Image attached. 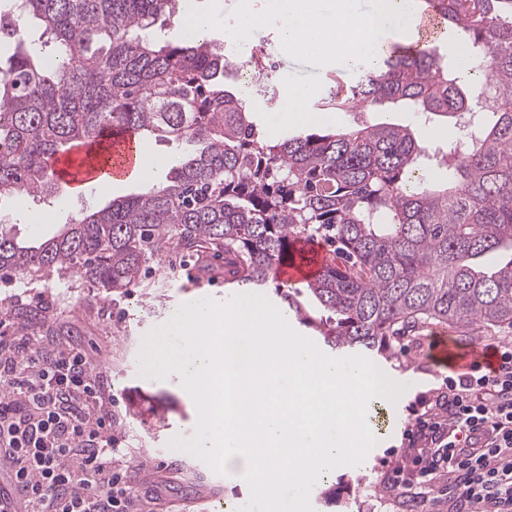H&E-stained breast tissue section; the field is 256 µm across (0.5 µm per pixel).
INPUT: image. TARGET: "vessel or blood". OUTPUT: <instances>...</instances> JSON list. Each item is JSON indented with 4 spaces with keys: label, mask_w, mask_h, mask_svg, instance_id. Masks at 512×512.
Segmentation results:
<instances>
[{
    "label": "vessel or blood",
    "mask_w": 512,
    "mask_h": 512,
    "mask_svg": "<svg viewBox=\"0 0 512 512\" xmlns=\"http://www.w3.org/2000/svg\"><path fill=\"white\" fill-rule=\"evenodd\" d=\"M420 45H429L440 39L444 33L441 21L434 10L428 9L417 17ZM142 149L141 140L133 134L115 135L102 139L100 145L76 148L73 155L75 164L57 161L56 170L63 184L81 191L97 188L101 175H111L114 181L124 182L136 178L135 160ZM323 262L319 246L305 248L304 260H297L278 266L277 274L285 281L303 280L313 277Z\"/></svg>",
    "instance_id": "vessel-or-blood-1"
}]
</instances>
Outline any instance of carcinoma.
Instances as JSON below:
<instances>
[{
	"label": "carcinoma",
	"mask_w": 512,
	"mask_h": 512,
	"mask_svg": "<svg viewBox=\"0 0 512 512\" xmlns=\"http://www.w3.org/2000/svg\"><path fill=\"white\" fill-rule=\"evenodd\" d=\"M428 2L448 35L465 39L482 83L465 91L435 48L402 51L315 106L392 104L472 122L445 151L388 123L258 137L243 95L224 88V52L203 36L157 41L156 22L175 17L179 0H0V33L16 42L0 65V206L49 198L59 183L51 160L107 133L185 147L161 183L87 206L38 245L0 231V273L73 271L122 293L153 287L148 265L180 251L222 256L224 283L263 288L299 242L316 239L332 259L280 297L333 351L384 354L432 323L512 326V0ZM32 20L51 54L27 43ZM4 317L44 331L30 312Z\"/></svg>",
	"instance_id": "carcinoma-1"
}]
</instances>
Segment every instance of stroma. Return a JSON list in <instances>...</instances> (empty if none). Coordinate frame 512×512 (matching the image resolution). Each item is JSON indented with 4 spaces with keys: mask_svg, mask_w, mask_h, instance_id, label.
<instances>
[{
    "mask_svg": "<svg viewBox=\"0 0 512 512\" xmlns=\"http://www.w3.org/2000/svg\"><path fill=\"white\" fill-rule=\"evenodd\" d=\"M247 44L274 59L267 83L280 90L292 82L308 86L315 95L330 84L337 71L333 64L318 67L293 60L283 51L274 27L254 31ZM355 119L408 125L424 137L433 128L423 116L402 107H379L358 114L335 111L323 128L337 130ZM149 187V182L139 179L115 185L108 192L76 195L62 185L44 206L75 217L87 201L103 207L112 199ZM194 263L193 257L180 256L152 266V277L161 281L159 288H131L113 295L74 273L41 282L22 276L0 279V310L14 307L20 299L30 303L38 309L41 321L58 330V344L77 345L100 372L112 415L125 438L129 470L137 471L146 462L154 465L151 476L138 481L140 488L157 497L156 502L143 504V512H215L222 504L235 512L249 497L245 481L215 472L204 462L171 448L174 437H191L195 428L194 407L183 395L178 375L159 381L138 374L144 335L163 324L185 298H209L222 304L234 296V289L224 285L223 259L210 260L202 272L196 271ZM499 336L512 337V327H485L466 336L432 324L394 341L389 357H375L376 366L404 384L405 391L397 400L367 405L366 413L370 421L379 422L390 412L396 423L381 435L362 465L334 471L317 481L310 494L314 512H417L410 498L387 481L394 458L401 453L403 433L414 421L413 410L423 396L442 386L445 377L463 373L461 361L474 346H489Z\"/></svg>",
    "mask_w": 512,
    "mask_h": 512,
    "instance_id": "stroma-1",
    "label": "stroma"
}]
</instances>
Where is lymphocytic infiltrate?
Returning a JSON list of instances; mask_svg holds the SVG:
<instances>
[{"label": "lymphocytic infiltrate", "instance_id": "1", "mask_svg": "<svg viewBox=\"0 0 512 512\" xmlns=\"http://www.w3.org/2000/svg\"><path fill=\"white\" fill-rule=\"evenodd\" d=\"M421 404L407 447L421 477L448 476L456 512H512V340ZM0 448L24 512H138L121 437L98 376L75 346L0 333Z\"/></svg>", "mask_w": 512, "mask_h": 512}]
</instances>
